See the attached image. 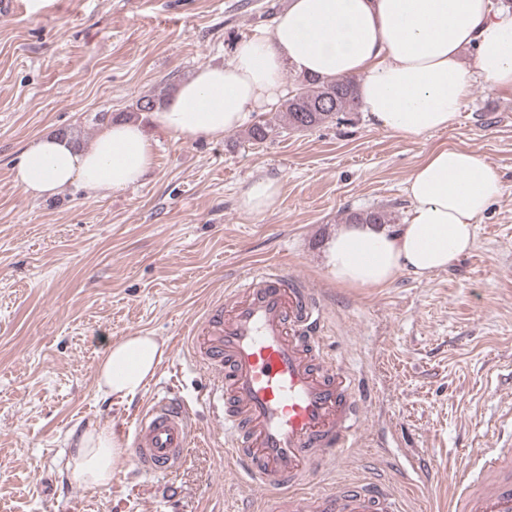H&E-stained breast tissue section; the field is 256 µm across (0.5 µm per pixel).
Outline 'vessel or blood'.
<instances>
[{"label":"vessel or blood","instance_id":"vessel-or-blood-1","mask_svg":"<svg viewBox=\"0 0 512 512\" xmlns=\"http://www.w3.org/2000/svg\"><path fill=\"white\" fill-rule=\"evenodd\" d=\"M323 344L313 290L278 270L256 272L207 308L187 347L212 375L205 402L224 426V459L251 477L262 512H402L398 498L378 486L298 490L310 468L351 448L361 428L353 380L325 360ZM195 431L180 397L156 394L137 418L130 455L146 474H170ZM476 460L451 512H512V448Z\"/></svg>","mask_w":512,"mask_h":512}]
</instances>
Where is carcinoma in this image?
<instances>
[{
	"label": "carcinoma",
	"instance_id": "carcinoma-1",
	"mask_svg": "<svg viewBox=\"0 0 512 512\" xmlns=\"http://www.w3.org/2000/svg\"><path fill=\"white\" fill-rule=\"evenodd\" d=\"M296 93L280 105L272 120L257 122L248 130L255 141H265L279 134L281 129L309 131L339 119L343 112H356L360 105L354 78L323 80L297 76ZM344 223L392 224L394 218L383 209L350 213Z\"/></svg>",
	"mask_w": 512,
	"mask_h": 512
}]
</instances>
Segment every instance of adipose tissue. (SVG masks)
Wrapping results in <instances>:
<instances>
[{"mask_svg":"<svg viewBox=\"0 0 512 512\" xmlns=\"http://www.w3.org/2000/svg\"><path fill=\"white\" fill-rule=\"evenodd\" d=\"M475 47L473 71L460 54ZM321 79L353 77L372 126L413 138L450 127L471 76L491 87H512V9L492 0H290L264 35L240 43L232 65H205L171 100L152 112L155 126L176 139H218L279 101L281 73ZM153 163L140 123L105 126L87 148L41 136L14 166V180L33 196L80 184L122 191ZM497 171L475 152L431 150L406 183L403 224H344L327 241L323 266L341 286L378 288L401 272L424 277L452 266L474 243L475 225L501 193ZM165 357L154 337L111 343L98 369V392L134 397ZM124 454L111 421L79 433L64 471L70 482L96 492L112 483Z\"/></svg>","mask_w":512,"mask_h":512,"instance_id":"obj_1","label":"adipose tissue"}]
</instances>
